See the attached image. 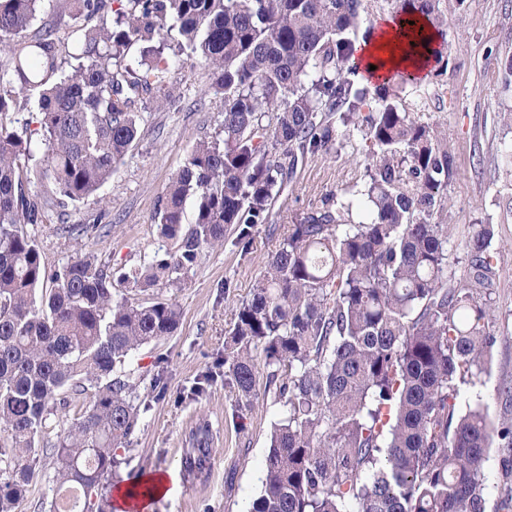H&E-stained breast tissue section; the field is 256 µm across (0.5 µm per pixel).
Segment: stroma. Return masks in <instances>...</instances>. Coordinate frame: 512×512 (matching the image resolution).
I'll use <instances>...</instances> for the list:
<instances>
[{"instance_id": "1", "label": "stroma", "mask_w": 512, "mask_h": 512, "mask_svg": "<svg viewBox=\"0 0 512 512\" xmlns=\"http://www.w3.org/2000/svg\"><path fill=\"white\" fill-rule=\"evenodd\" d=\"M440 7L447 18V68L403 86L399 104L416 120L438 125L455 157L445 218L451 229L449 278L461 274L460 244L473 225L494 227L499 272L489 292L497 342L489 374L467 389L466 398L482 400L493 418L512 417V405L501 395L503 387H512V167L502 161L504 150L512 147V88L504 87L498 66L512 55V0H442ZM171 76L179 111L148 103L137 141L98 195L68 207L63 217L46 212L38 238L48 270L92 251L117 276L162 248L151 222L158 201L196 141L214 133L224 107L221 97L205 93L207 74L201 66L178 64ZM369 162L360 132L341 136L335 152L298 166L272 206L271 222L255 226L249 252L241 251L234 235H226L223 248L207 254L185 286L159 289V296L179 304L181 324L172 336L140 349L133 362L152 372L164 369L168 392L157 399L141 389L148 409L131 446L119 451L121 473L173 478L176 493L155 500L151 512H246L259 496L270 432L283 408L274 396H265L248 411L245 428H237L235 395L224 385V338L236 304L248 296L289 225L326 198L361 185ZM103 210L109 222L97 234L69 237L58 230L63 222L95 223ZM202 416L213 423L216 436L211 476L196 483L188 479L183 457L188 433ZM55 440L51 433L41 439L39 476L19 512H48L55 495L50 455Z\"/></svg>"}]
</instances>
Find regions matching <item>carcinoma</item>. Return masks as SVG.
Returning <instances> with one entry per match:
<instances>
[{
    "instance_id": "cac0c4a2",
    "label": "carcinoma",
    "mask_w": 512,
    "mask_h": 512,
    "mask_svg": "<svg viewBox=\"0 0 512 512\" xmlns=\"http://www.w3.org/2000/svg\"><path fill=\"white\" fill-rule=\"evenodd\" d=\"M44 2L0 0V448L11 449L0 512H16L36 477L39 437L74 395L88 402L56 432L53 483L79 492L71 512H111L115 450L139 426L140 385L166 388L162 373L137 375L130 359L182 317L171 300L137 295L185 285L229 230L249 249L298 163L335 149L350 126L372 158L364 189L289 225L224 339L237 417L259 399L262 370L283 406L246 512H486L493 448L512 483V417L460 405L461 386L480 380L496 342L493 225H473L467 265L448 285L450 231L437 218L454 158L437 126L400 110L394 82L355 78L350 34L367 0H73L64 38L30 32ZM440 2L395 8L440 32ZM180 62L210 71L207 92L223 97L224 111L152 216L172 247L125 273L122 293L92 253L48 273L33 227L46 208L83 202L112 179L144 102L176 104L170 74ZM354 206L365 215L357 224ZM188 445L185 466L204 481L208 418Z\"/></svg>"
}]
</instances>
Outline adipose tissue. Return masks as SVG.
<instances>
[{
  "instance_id": "ef3b65f1",
  "label": "adipose tissue",
  "mask_w": 512,
  "mask_h": 512,
  "mask_svg": "<svg viewBox=\"0 0 512 512\" xmlns=\"http://www.w3.org/2000/svg\"><path fill=\"white\" fill-rule=\"evenodd\" d=\"M440 44V34L426 17L388 15L375 20L367 39L358 42L353 63L368 83L389 80L399 71L421 78L433 69Z\"/></svg>"
}]
</instances>
